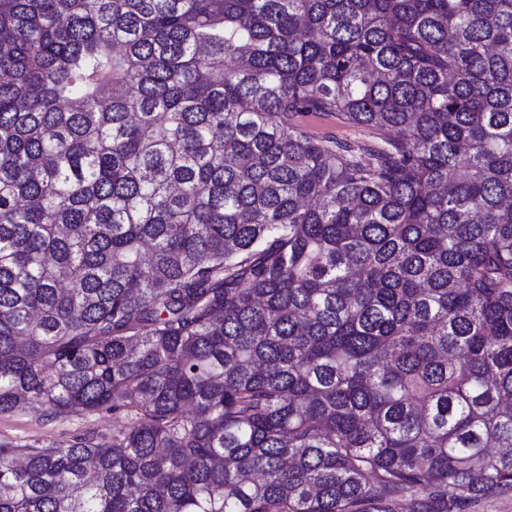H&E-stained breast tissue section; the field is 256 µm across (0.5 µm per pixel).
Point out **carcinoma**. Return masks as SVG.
I'll list each match as a JSON object with an SVG mask.
<instances>
[{"label": "carcinoma", "instance_id": "1", "mask_svg": "<svg viewBox=\"0 0 512 512\" xmlns=\"http://www.w3.org/2000/svg\"><path fill=\"white\" fill-rule=\"evenodd\" d=\"M27 406L128 425L0 442V512L512 490V0H0V414ZM294 121L316 139L330 138L350 143H383L390 136L386 130L353 126L342 122L334 115L303 114L295 117Z\"/></svg>", "mask_w": 512, "mask_h": 512}]
</instances>
